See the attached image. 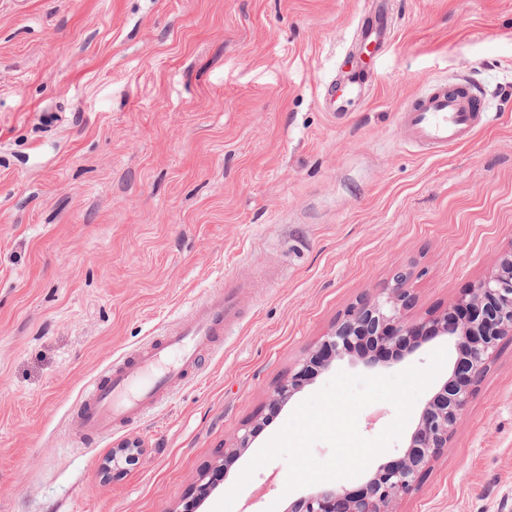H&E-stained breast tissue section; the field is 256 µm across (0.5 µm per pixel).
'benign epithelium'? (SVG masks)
Returning a JSON list of instances; mask_svg holds the SVG:
<instances>
[{
    "label": "benign epithelium",
    "mask_w": 512,
    "mask_h": 512,
    "mask_svg": "<svg viewBox=\"0 0 512 512\" xmlns=\"http://www.w3.org/2000/svg\"><path fill=\"white\" fill-rule=\"evenodd\" d=\"M411 302L404 275L398 272L391 287L350 306L322 347L340 356L359 336L399 358L431 337L448 336L457 339L461 357L423 408L402 457L378 466L356 490L322 486L298 498L288 512H394L399 501L418 489L426 471L448 447L477 383L503 342L512 340V251L504 254L475 287L458 296L445 314L412 322L406 316ZM314 365L324 367L327 360L317 354L305 360L276 391L275 401L287 402ZM138 450L133 442L112 449V467L133 461Z\"/></svg>",
    "instance_id": "obj_1"
}]
</instances>
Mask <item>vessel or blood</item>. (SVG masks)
<instances>
[{"mask_svg": "<svg viewBox=\"0 0 512 512\" xmlns=\"http://www.w3.org/2000/svg\"><path fill=\"white\" fill-rule=\"evenodd\" d=\"M375 18L363 23L359 50L381 49L389 42L386 0H377ZM362 78L329 85L325 98L330 111L342 110L345 101L360 92ZM489 117L481 91L471 83L455 87L435 83L418 94L399 114L407 145L420 150L443 151L461 143ZM237 313V287L227 283L188 319L168 328L119 363L109 366L83 389L74 420L85 432L111 433L117 424L167 400L185 372L205 350L224 343V325Z\"/></svg>", "mask_w": 512, "mask_h": 512, "instance_id": "obj_1", "label": "vessel or blood"}]
</instances>
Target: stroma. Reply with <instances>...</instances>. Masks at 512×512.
<instances>
[{"mask_svg":"<svg viewBox=\"0 0 512 512\" xmlns=\"http://www.w3.org/2000/svg\"><path fill=\"white\" fill-rule=\"evenodd\" d=\"M366 96L326 112L373 0H0V512H231L289 506V463L239 478L338 373L279 411L275 390L396 268L407 316L445 312L512 250V0H388ZM474 79L490 120L464 146L406 145L402 107ZM244 306L222 348L140 419L88 436L82 387L186 319L225 280ZM249 448L200 487L245 430ZM136 460L114 470L117 444ZM397 512H512V343Z\"/></svg>","mask_w":512,"mask_h":512,"instance_id":"1","label":"stroma"}]
</instances>
